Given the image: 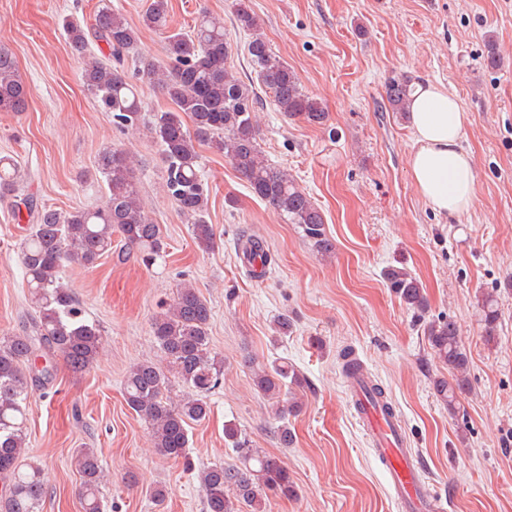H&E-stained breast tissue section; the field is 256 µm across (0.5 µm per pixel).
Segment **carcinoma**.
Listing matches in <instances>:
<instances>
[{"label": "carcinoma", "mask_w": 512, "mask_h": 512, "mask_svg": "<svg viewBox=\"0 0 512 512\" xmlns=\"http://www.w3.org/2000/svg\"><path fill=\"white\" fill-rule=\"evenodd\" d=\"M235 15L237 28L250 36L247 55L254 78L272 95L277 110L287 119L323 124L327 112L322 104L303 90L295 71L255 33L258 22L254 14L240 3ZM168 16V0H151L142 25L165 31ZM63 30L72 53L82 60L87 91L109 113L112 123L121 129L142 126L161 145L168 194L191 224L198 245L209 249L214 244V229L208 222V188L196 150V144L205 142L224 155L253 196L272 206L287 223L297 225L318 253L327 256L334 252L322 212L312 197L287 170L265 159L258 141L252 84L243 82L228 65L230 42L224 19L204 11L191 32L166 35L168 66L164 68L141 55L139 30L110 0L100 4L91 26L67 19ZM92 39L105 43L108 55H95L90 50ZM128 58L138 73L162 89L172 109L145 120L136 87L123 67ZM411 90V77L401 74L390 78L385 90L389 109L402 115L409 112ZM27 102L28 87L18 73L15 58L0 49V112H22ZM97 173L107 186L105 203L97 208L62 211L37 206L23 193L17 162L0 157V198L34 214V224L21 248V266L35 311L30 333L0 337V512H39L44 496L42 467L25 451L29 388L53 378L58 357L74 373L89 369L103 345V331L85 319L80 301L61 282L64 264L94 266L112 252L115 237L136 251L147 266L166 253L162 228L142 207L137 167L129 152L117 147L103 151L97 159ZM245 253L247 262L258 261L263 269L271 264L260 240H252ZM383 279L407 310L419 317L428 312L423 284L407 268L390 265ZM481 308L484 339L492 344L499 318L497 298H482ZM211 317L206 299L193 285L182 284L172 303L151 321L163 364L138 362L130 367L124 381L126 403L147 425L154 447L163 456L182 462L187 470L193 469L188 425L209 415L208 397L221 386L224 376V359L210 347ZM425 334L434 355L448 365L450 378L434 379L433 389L452 410L459 396L471 389L467 351L456 322L449 317L428 321ZM39 356L46 365L36 376L26 374L24 366ZM173 378L183 388L177 400L171 397ZM253 382L263 395L276 399L283 387L301 386L303 377L288 360L280 358L256 365ZM285 414L283 407L275 411L281 421L277 437L287 448L293 435ZM224 438L237 462L215 463L198 473L206 512H238L240 507L265 512L269 498L295 494L294 482L280 460L250 447L231 424L224 426ZM75 463L81 476L84 512H104L102 465L96 451L80 449Z\"/></svg>", "instance_id": "obj_1"}]
</instances>
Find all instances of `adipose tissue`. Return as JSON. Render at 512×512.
Instances as JSON below:
<instances>
[{
    "label": "adipose tissue",
    "instance_id": "obj_1",
    "mask_svg": "<svg viewBox=\"0 0 512 512\" xmlns=\"http://www.w3.org/2000/svg\"><path fill=\"white\" fill-rule=\"evenodd\" d=\"M410 122V172L419 195L434 212L460 218L474 203L476 180L474 162L461 146L466 112L443 86L419 82L410 95Z\"/></svg>",
    "mask_w": 512,
    "mask_h": 512
}]
</instances>
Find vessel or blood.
<instances>
[{"label":"vessel or blood","mask_w":512,"mask_h":512,"mask_svg":"<svg viewBox=\"0 0 512 512\" xmlns=\"http://www.w3.org/2000/svg\"><path fill=\"white\" fill-rule=\"evenodd\" d=\"M345 383L349 402L371 440L399 512H444L441 501L427 490L422 464L409 448L395 410L386 409L373 396L363 375L347 377Z\"/></svg>","instance_id":"1"}]
</instances>
